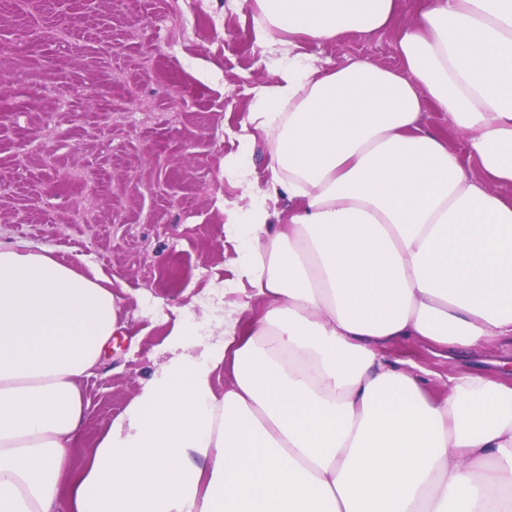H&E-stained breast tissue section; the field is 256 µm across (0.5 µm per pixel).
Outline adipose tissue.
Masks as SVG:
<instances>
[{"mask_svg":"<svg viewBox=\"0 0 512 512\" xmlns=\"http://www.w3.org/2000/svg\"><path fill=\"white\" fill-rule=\"evenodd\" d=\"M399 0H253L270 79L235 137L265 136L224 212L246 300L198 355L191 324L72 466L80 382L118 325L111 285L0 241V512H512V385L471 371L425 397L390 358L512 339V0H417L399 68L307 53L385 33ZM468 135L479 176L423 128ZM230 371L223 392L214 377ZM422 125L441 134L446 138L450 146L461 151L465 158L467 157V146L464 136L448 126V118L443 112H438L433 107L428 106L422 115ZM268 158V144L264 137H257L252 149L247 156L248 166L254 171L261 186L265 177V166Z\"/></svg>","mask_w":512,"mask_h":512,"instance_id":"ef3b65f1","label":"adipose tissue"}]
</instances>
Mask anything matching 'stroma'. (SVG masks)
Instances as JSON below:
<instances>
[{"label":"stroma","mask_w":512,"mask_h":512,"mask_svg":"<svg viewBox=\"0 0 512 512\" xmlns=\"http://www.w3.org/2000/svg\"><path fill=\"white\" fill-rule=\"evenodd\" d=\"M241 0H0V240L45 249L77 272L111 280L119 328L97 376L75 466L110 421L171 358L174 324L206 335L224 315L206 308L237 298L238 237L221 209L241 188L225 175L234 136L269 74ZM395 30L351 32L313 54L358 56L394 67ZM99 178L77 188L68 174ZM391 357L428 374V396L446 395L460 363L416 339Z\"/></svg>","instance_id":"stroma-1"}]
</instances>
